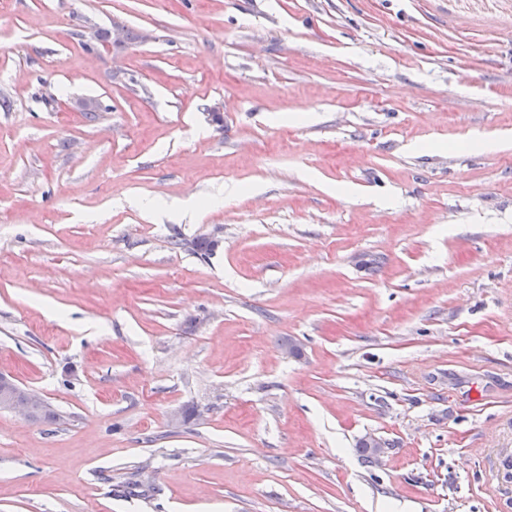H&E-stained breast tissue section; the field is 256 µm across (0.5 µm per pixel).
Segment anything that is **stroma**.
<instances>
[{"mask_svg":"<svg viewBox=\"0 0 512 512\" xmlns=\"http://www.w3.org/2000/svg\"><path fill=\"white\" fill-rule=\"evenodd\" d=\"M1 370L0 512H512V0H0ZM50 405L39 394L17 382L9 374L0 372V410H8L34 421L36 415Z\"/></svg>","mask_w":512,"mask_h":512,"instance_id":"obj_1","label":"stroma"}]
</instances>
